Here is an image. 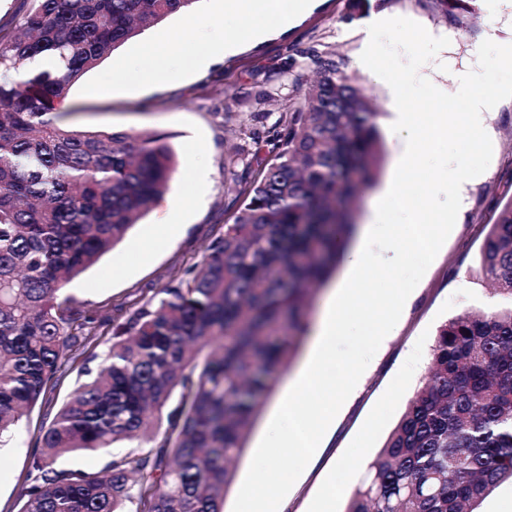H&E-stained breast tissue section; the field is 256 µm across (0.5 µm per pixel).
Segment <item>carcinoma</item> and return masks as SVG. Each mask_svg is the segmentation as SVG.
<instances>
[{
    "mask_svg": "<svg viewBox=\"0 0 512 512\" xmlns=\"http://www.w3.org/2000/svg\"><path fill=\"white\" fill-rule=\"evenodd\" d=\"M196 0H14L0 20V447L82 361L84 380L33 439L19 512H224L247 431L296 358L314 292L379 180L377 118L336 55L296 50L316 79L254 139L272 158L234 178L222 233L200 261L112 321L59 300L123 240L177 161L151 132L79 130L72 86L126 41ZM52 61L49 69L18 64ZM499 302L438 330L422 385L344 512H474L512 481V200L478 259ZM112 454L102 471L69 454Z\"/></svg>",
    "mask_w": 512,
    "mask_h": 512,
    "instance_id": "cac0c4a2",
    "label": "carcinoma"
}]
</instances>
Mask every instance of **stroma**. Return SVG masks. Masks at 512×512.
I'll return each mask as SVG.
<instances>
[{"instance_id": "1", "label": "stroma", "mask_w": 512, "mask_h": 512, "mask_svg": "<svg viewBox=\"0 0 512 512\" xmlns=\"http://www.w3.org/2000/svg\"><path fill=\"white\" fill-rule=\"evenodd\" d=\"M382 8L389 16L420 23L433 36L449 38V46L420 69L447 93L456 92L460 76L476 68L484 40L512 44V0H461L444 13L431 0H366L361 7L354 0H319L288 30L242 44L220 64L179 71L164 83L127 89L107 61L89 71L65 101L66 106L82 109L73 119L75 126L166 136L178 168L162 199L180 202V219L187 230L157 242L160 210L152 208L95 266L65 284L64 294L84 309L108 312L113 306L138 302L150 289L199 261L227 218L231 175L226 158L240 149L251 163L266 162L264 147L254 143L253 134L287 111L289 102L300 98L314 80L311 67L301 59L291 71L282 72L283 63L298 48L312 45L341 57L346 73L364 89L380 121H387L391 88L356 64L364 27ZM484 128L492 140V160L464 187V222L455 226L419 282L417 301L395 336L371 360L363 394L344 404L320 456L289 491L288 512H344L367 462L379 452L428 371L439 327L494 302L491 286L478 275L477 266L486 226L494 221V204L512 198L504 187L512 168V98L486 112ZM200 162L208 170L203 186L193 178ZM271 406V400L261 405L245 450L234 464V480L224 495L226 512L233 508ZM45 414V409H34L12 448L5 451L9 465L0 470V512H18L24 501L30 442Z\"/></svg>"}]
</instances>
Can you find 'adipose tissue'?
Returning <instances> with one entry per match:
<instances>
[{"label": "adipose tissue", "instance_id": "adipose-tissue-1", "mask_svg": "<svg viewBox=\"0 0 512 512\" xmlns=\"http://www.w3.org/2000/svg\"><path fill=\"white\" fill-rule=\"evenodd\" d=\"M315 0H224V11L244 17L242 27L227 30L209 25L201 14H191L189 28L193 33L195 50L191 58L179 57L175 43L163 48L147 47L146 63L129 59L120 62L130 84L140 87L174 75L184 68L203 70L235 54L246 41H256L270 33L287 29L301 11L313 8Z\"/></svg>", "mask_w": 512, "mask_h": 512}]
</instances>
